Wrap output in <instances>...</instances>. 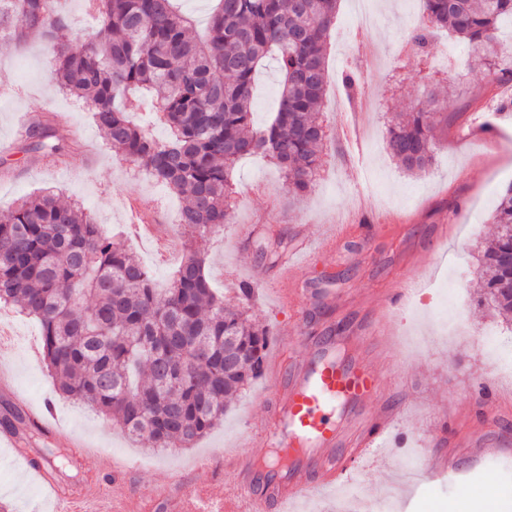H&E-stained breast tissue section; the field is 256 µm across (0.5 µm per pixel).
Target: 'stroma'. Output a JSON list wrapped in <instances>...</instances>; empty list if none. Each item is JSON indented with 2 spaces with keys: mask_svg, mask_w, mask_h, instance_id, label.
I'll return each instance as SVG.
<instances>
[{
  "mask_svg": "<svg viewBox=\"0 0 512 512\" xmlns=\"http://www.w3.org/2000/svg\"><path fill=\"white\" fill-rule=\"evenodd\" d=\"M376 21L358 28L352 0H340L327 51L328 82L321 120L327 138L317 182L300 202L289 203L282 179L260 157L240 161L234 172L237 208L231 224L205 245L206 273L225 302L236 303L240 282L258 285L249 314L269 332L268 352L280 347L282 330L300 324L303 337L291 348L305 352V337L327 327L354 328L374 317L398 330L384 349L366 357L386 374L384 400L401 406L396 430L399 447L385 448L357 476L365 486L362 502L390 500L393 512H458L461 501L448 483L423 473V459L438 450L455 454L458 478L481 512H512L511 459H493L470 468L460 442L505 427L512 436V375L498 372L497 358L480 347L491 330L512 341V325L478 304V245L491 238L490 222L501 192L512 184V122L487 130L474 126L476 114L491 111L495 99L512 95V82L492 80L478 53L448 33H437L427 56L405 45L422 14L421 0H372ZM378 62L361 97L369 109L348 115L350 100L342 86L352 60ZM51 44L39 37L0 51V214L18 200L51 187L63 200L81 203L113 235L126 230L122 201L136 197L145 210H158L165 224L177 227L180 201L144 171L120 164L104 142L83 99L60 91L51 79ZM448 88L444 110L447 128L435 144L432 168L420 175L405 172L386 148L389 120L437 87ZM55 112L76 133L78 147L56 157L16 149V126L25 117ZM353 121L365 138V165L371 175L369 208L357 193L358 173L347 163L339 128ZM355 226L352 236L322 250L330 226ZM288 239H305L292 253L293 269L282 276L279 264L259 244L268 228ZM292 288L334 287L336 301L311 306L297 318L277 293L280 282ZM39 323L11 308L0 309V357L12 381L0 391V404L37 409L53 400L58 419L70 437L82 440L87 454H73L48 430H41L26 453L0 446V507L5 512H54L56 492L74 494L94 478L100 464L112 461L127 474L111 478L115 495L128 499L129 512H142L140 491L172 497L167 475L221 484L234 457L246 455L247 433L266 415L272 385L269 371L260 375L229 404L224 422L195 447L148 450L130 443L120 429L98 412L57 396L41 354ZM500 395V413L489 422L475 402L477 380ZM62 448L74 465L50 471L53 487L44 486L26 464V456L45 448ZM211 457L209 470L196 461Z\"/></svg>",
  "mask_w": 512,
  "mask_h": 512,
  "instance_id": "1",
  "label": "stroma"
}]
</instances>
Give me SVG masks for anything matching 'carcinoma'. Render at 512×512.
Segmentation results:
<instances>
[{"mask_svg": "<svg viewBox=\"0 0 512 512\" xmlns=\"http://www.w3.org/2000/svg\"><path fill=\"white\" fill-rule=\"evenodd\" d=\"M56 0H0L7 42L40 34L52 44L53 78L88 100L117 159L141 168L182 198L186 231L168 286L131 245L114 241L77 202L42 191L0 215V306L37 320L56 391L112 420L153 450L190 448L224 421L233 395L261 373L268 333L249 317L253 285L224 304L205 274L201 245L232 219L236 163L262 156L298 198L320 170L326 132L319 105L338 0H218L205 40L174 0H90L99 38L70 27ZM426 24L410 37L426 56L434 30L446 29L475 50L489 49L512 0H423ZM282 77L276 112L254 126L255 78L266 59ZM342 83L361 91L352 69ZM134 90L156 96L165 140L134 124L118 99ZM447 120L434 93L416 100L387 128V149L411 174L429 170L436 131ZM68 129L48 112L21 137V149L59 154ZM497 236L482 254L481 303L512 315V184L492 214ZM0 426L21 439L31 424L5 409Z\"/></svg>", "mask_w": 512, "mask_h": 512, "instance_id": "obj_1", "label": "carcinoma"}]
</instances>
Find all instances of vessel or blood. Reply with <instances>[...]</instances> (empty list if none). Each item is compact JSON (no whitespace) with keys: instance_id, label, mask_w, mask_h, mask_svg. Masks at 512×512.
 Returning <instances> with one entry per match:
<instances>
[{"instance_id":"vessel-or-blood-1","label":"vessel or blood","mask_w":512,"mask_h":512,"mask_svg":"<svg viewBox=\"0 0 512 512\" xmlns=\"http://www.w3.org/2000/svg\"><path fill=\"white\" fill-rule=\"evenodd\" d=\"M335 338L322 340L305 356L272 359L275 389L268 399L266 425L252 442L270 456L235 461L222 490L189 482L179 487L176 512H267L335 485L340 474L358 467L375 439L392 428L395 411L380 406L349 430L337 427L340 407L363 409L374 403L381 386L378 369L363 358L347 363L334 356Z\"/></svg>"}]
</instances>
